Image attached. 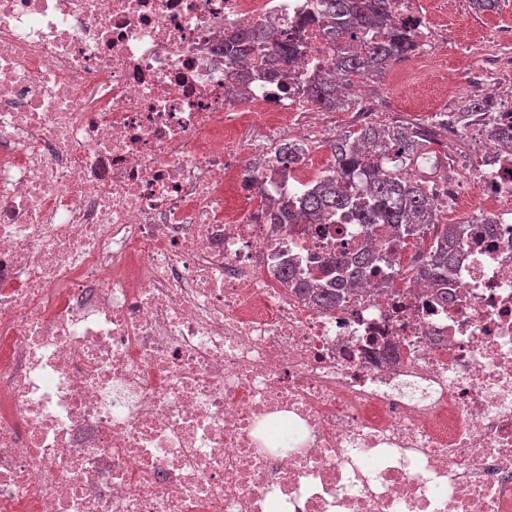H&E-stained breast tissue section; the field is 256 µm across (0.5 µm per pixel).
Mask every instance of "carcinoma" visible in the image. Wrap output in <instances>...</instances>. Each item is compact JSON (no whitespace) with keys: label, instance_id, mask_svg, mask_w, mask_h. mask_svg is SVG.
<instances>
[{"label":"carcinoma","instance_id":"obj_1","mask_svg":"<svg viewBox=\"0 0 512 512\" xmlns=\"http://www.w3.org/2000/svg\"><path fill=\"white\" fill-rule=\"evenodd\" d=\"M328 13L337 19L339 31H356L376 27L384 34L368 51L342 57L304 89L307 100L322 110H332L341 103L338 88L342 81L355 76H372L389 67L413 48L410 35L391 22L388 0H324ZM242 33L224 39V56L242 59L256 52L254 39ZM276 66L267 71L268 78L285 77L288 64L300 53V44L288 31H279L272 43ZM492 104L478 99L468 101L457 113L461 127L478 126ZM429 130L403 125L366 126L332 141V167L292 201L286 197L269 205L270 223L290 224L295 216L308 223L333 219L340 211H350L360 224H389L402 240L417 239L424 230H432L431 257L422 277L434 285L448 280V269L461 248L463 228L460 224L438 223L428 182L417 172L409 171L413 158L428 155ZM376 262L371 250H364L344 260L325 258L315 271L299 272L291 263L280 265L281 277L294 293L323 308H334L348 291Z\"/></svg>","mask_w":512,"mask_h":512}]
</instances>
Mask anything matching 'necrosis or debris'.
Masks as SVG:
<instances>
[{"mask_svg": "<svg viewBox=\"0 0 512 512\" xmlns=\"http://www.w3.org/2000/svg\"><path fill=\"white\" fill-rule=\"evenodd\" d=\"M470 0H390L418 71ZM297 33L292 85L226 30ZM323 0H0V512H512V149L451 126L430 180L472 222L433 288L390 226L268 223L328 165L296 91L376 30ZM263 121L271 135L243 140ZM294 147L296 161H281ZM371 246L336 309L276 278ZM254 39L249 33H242L230 38H224V57L242 59L249 54H255Z\"/></svg>", "mask_w": 512, "mask_h": 512, "instance_id": "necrosis-or-debris-1", "label": "necrosis or debris"}]
</instances>
